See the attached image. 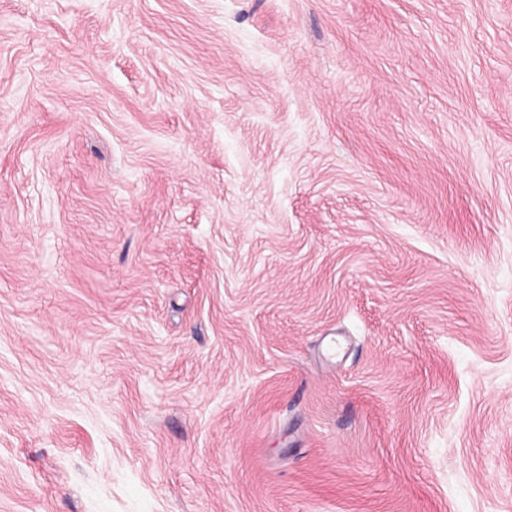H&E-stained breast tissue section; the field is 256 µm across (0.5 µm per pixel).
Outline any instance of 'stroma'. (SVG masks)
Segmentation results:
<instances>
[{"label":"stroma","instance_id":"obj_1","mask_svg":"<svg viewBox=\"0 0 512 512\" xmlns=\"http://www.w3.org/2000/svg\"><path fill=\"white\" fill-rule=\"evenodd\" d=\"M0 512H512V0H0Z\"/></svg>","mask_w":512,"mask_h":512}]
</instances>
